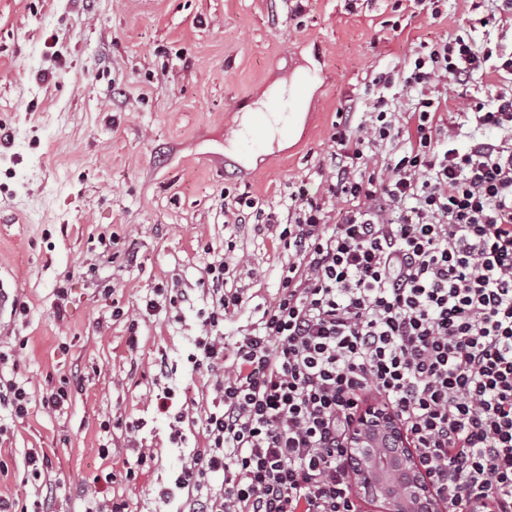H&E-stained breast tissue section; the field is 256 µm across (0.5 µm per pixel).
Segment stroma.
<instances>
[{
    "label": "stroma",
    "mask_w": 512,
    "mask_h": 512,
    "mask_svg": "<svg viewBox=\"0 0 512 512\" xmlns=\"http://www.w3.org/2000/svg\"><path fill=\"white\" fill-rule=\"evenodd\" d=\"M492 6L442 0L435 18L415 0H0V267L27 308L0 326V376L32 396L25 419L0 409V495L28 491L25 454L40 448L53 512H84L89 491L129 512H170L159 494L203 440L172 444L156 397L171 389L191 419L215 400L212 373L187 361L204 334V268L224 258L244 291L231 335L276 296L288 261L254 225L225 223L223 193L274 210L298 184L321 196L337 109L372 73L403 70L420 43L457 28L512 47V21L469 26ZM302 75L293 132L241 160L234 128L273 111L276 87L294 91ZM509 86L478 76L438 89L454 107ZM175 282L190 302L147 314L156 288ZM74 369L83 381L68 407L44 408L42 393ZM119 417L144 426L127 437ZM140 448L155 452L148 474L107 480Z\"/></svg>",
    "instance_id": "35a3bbf8"
}]
</instances>
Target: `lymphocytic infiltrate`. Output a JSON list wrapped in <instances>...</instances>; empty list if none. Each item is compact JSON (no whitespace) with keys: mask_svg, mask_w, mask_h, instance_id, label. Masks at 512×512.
<instances>
[{"mask_svg":"<svg viewBox=\"0 0 512 512\" xmlns=\"http://www.w3.org/2000/svg\"><path fill=\"white\" fill-rule=\"evenodd\" d=\"M490 57L458 34L373 76L369 111L336 112L325 198L301 188L277 213L225 197L226 223L280 225L288 263L229 359L243 295L224 260L204 269L209 332L188 360L224 375L203 447L161 493L176 512H360L349 434L370 405L397 417L445 512H512V89L452 112L433 84ZM397 81L411 110L384 95Z\"/></svg>","mask_w":512,"mask_h":512,"instance_id":"1","label":"lymphocytic infiltrate"}]
</instances>
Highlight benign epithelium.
<instances>
[{
    "label": "benign epithelium",
    "mask_w": 512,
    "mask_h": 512,
    "mask_svg": "<svg viewBox=\"0 0 512 512\" xmlns=\"http://www.w3.org/2000/svg\"><path fill=\"white\" fill-rule=\"evenodd\" d=\"M383 437L393 440L399 451L401 467L410 477L403 497L395 499L376 484L372 460L366 461L351 471L353 482L365 495L383 501L387 512H402L405 508L410 509V512H440L443 495L435 490L422 473L418 459L407 448L404 434L399 429L394 415L379 411L363 414L353 424L351 444L354 448H375L379 446V441Z\"/></svg>",
    "instance_id": "benign-epithelium-1"
}]
</instances>
